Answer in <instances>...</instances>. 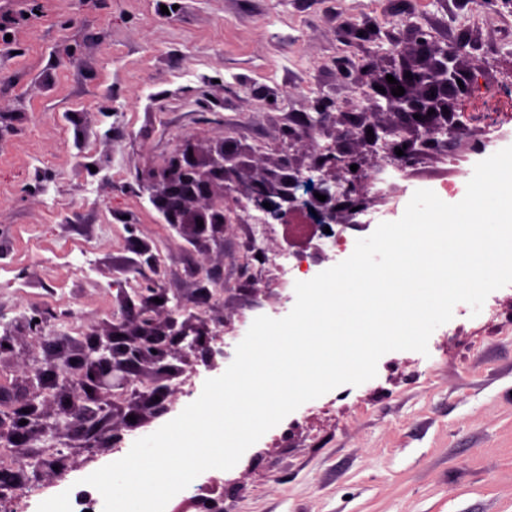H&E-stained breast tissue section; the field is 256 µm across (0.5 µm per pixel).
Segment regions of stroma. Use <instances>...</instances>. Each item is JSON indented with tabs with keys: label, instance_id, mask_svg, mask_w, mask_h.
Here are the masks:
<instances>
[{
	"label": "stroma",
	"instance_id": "35a3bbf8",
	"mask_svg": "<svg viewBox=\"0 0 512 512\" xmlns=\"http://www.w3.org/2000/svg\"><path fill=\"white\" fill-rule=\"evenodd\" d=\"M35 3L0 40V334L31 348L0 360V388L19 401L29 355L48 350L32 340L34 318L61 338L71 314L85 334L134 322L154 285L166 310L187 305L207 336L234 328V346L256 317L287 315L284 290L260 282V259L242 267L245 224L204 227L189 243L144 180L185 147L227 137L248 148L239 188L286 161L307 168L314 146L328 143L301 134L315 98H333L340 112L369 109L351 76V28L379 25L411 51L406 24L417 22L457 51L461 68L478 66L481 82L512 86V7L485 14L473 0ZM485 136L461 128L391 181L388 196L368 189L364 224L340 217L337 228L361 239L399 220L416 190L448 181V155L486 159ZM488 299L494 321L456 304L427 353H386L375 378L304 403L232 469L204 471L199 483L223 495L224 512H512V284ZM189 356L193 389L166 380L161 410L125 405L91 439L84 418L65 422L43 480L60 466L75 482L121 459L230 364L205 346Z\"/></svg>",
	"mask_w": 512,
	"mask_h": 512
}]
</instances>
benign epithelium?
<instances>
[{"mask_svg": "<svg viewBox=\"0 0 512 512\" xmlns=\"http://www.w3.org/2000/svg\"><path fill=\"white\" fill-rule=\"evenodd\" d=\"M416 34V54L406 56L393 48H384V42L390 36H381L380 29L363 30L359 37L360 47L365 57L380 58L384 64L371 73L368 83V100L371 111L352 114L345 120L346 135L356 140L359 150L348 152L334 144L326 148V153L311 170L319 173L316 182L303 177L300 169L292 170L288 175L275 171L269 172L265 178L253 183L245 190L255 208L266 212L271 219L283 224L288 215L298 212H314L315 223L325 227L335 222L336 187H345L344 210L354 214L353 208L363 209L367 173L375 164L374 141L393 132L398 126H384L375 120V112L388 111L398 115L402 125L413 132V137H402L397 143L404 149L402 158L411 159L418 150L426 147L434 148L441 143H448L460 131V125L448 121L444 107L448 101L471 93V86L456 61L455 55L448 48L426 41V33L417 25H409ZM411 73L412 79L406 78ZM392 75L397 85L405 89L402 96L392 94L394 85L386 80ZM381 86L385 92L375 89ZM334 106L330 98H321L316 102V117L306 121L305 135L310 139L326 134L329 109ZM435 113L428 114L429 110ZM421 119H416V116ZM373 130L374 140H369L367 130ZM239 154L224 151L218 145L206 153L189 154V150L172 156L159 169L152 171L147 178V190L157 206H162L169 188L176 186L181 197L176 209L166 214L168 223L183 233L187 226L197 224L201 220L205 224H230L231 217L224 210V183L235 181L240 167ZM358 165L353 171L350 166ZM312 184V191L326 196L321 202L315 196L307 200L297 197L296 190ZM268 202L267 209L263 203ZM198 332L192 324L178 322L174 316L160 322L151 317L143 318L131 329L126 322L120 321L112 325V331L102 335H94V344L87 347L79 345L83 355L77 359L64 358L55 351L50 356L54 372L63 376L66 384L80 385V391L89 393V397L97 403L115 412L121 406L111 398L114 390L122 391V397L128 400L146 399L149 393L141 390L130 374L141 368L154 372L159 357L152 353L156 342L168 337L177 336L185 340L190 333ZM30 401L37 406L34 427L42 433L57 431L60 426L46 423V415L40 409L38 399L47 391L44 377L38 370H30L28 376ZM53 451V447H41L26 456L22 467L32 469L33 477H38L45 457ZM187 504L201 507L203 512H224V499L208 497L203 491L192 497Z\"/></svg>", "mask_w": 512, "mask_h": 512, "instance_id": "benign-epithelium-1", "label": "benign epithelium"}]
</instances>
